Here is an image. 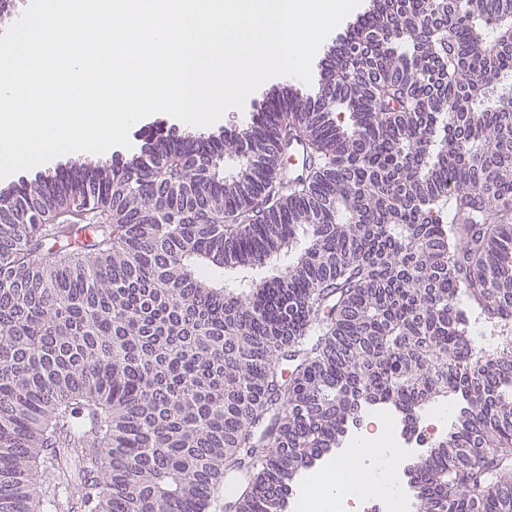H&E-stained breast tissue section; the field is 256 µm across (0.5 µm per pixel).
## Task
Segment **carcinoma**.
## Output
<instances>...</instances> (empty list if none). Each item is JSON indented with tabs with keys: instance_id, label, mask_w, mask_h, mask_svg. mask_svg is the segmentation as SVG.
<instances>
[{
	"instance_id": "obj_1",
	"label": "carcinoma",
	"mask_w": 512,
	"mask_h": 512,
	"mask_svg": "<svg viewBox=\"0 0 512 512\" xmlns=\"http://www.w3.org/2000/svg\"><path fill=\"white\" fill-rule=\"evenodd\" d=\"M438 7L378 0L245 132L0 193V512H282L366 406L448 398L416 512H512V344L467 321L512 320V0Z\"/></svg>"
}]
</instances>
